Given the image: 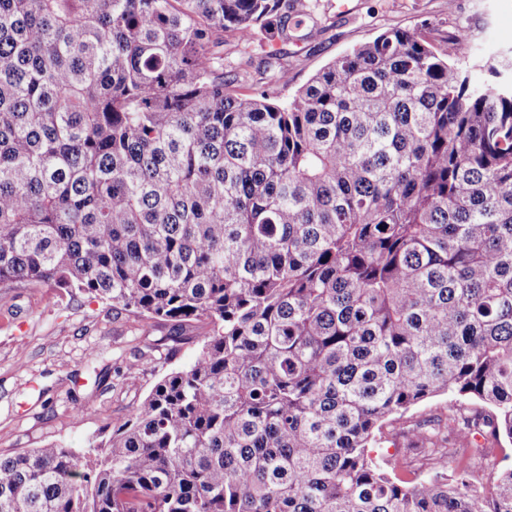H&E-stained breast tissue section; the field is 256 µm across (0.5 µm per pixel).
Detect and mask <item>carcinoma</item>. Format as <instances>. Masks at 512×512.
Listing matches in <instances>:
<instances>
[{"label": "carcinoma", "mask_w": 512, "mask_h": 512, "mask_svg": "<svg viewBox=\"0 0 512 512\" xmlns=\"http://www.w3.org/2000/svg\"><path fill=\"white\" fill-rule=\"evenodd\" d=\"M288 20L0 0V288L204 329L106 441L0 454V512H512L507 65L478 86L393 28L286 104L279 64L228 93L226 37ZM439 395L444 425L408 423ZM398 421L406 453L372 455Z\"/></svg>", "instance_id": "obj_1"}]
</instances>
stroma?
I'll return each mask as SVG.
<instances>
[{
	"instance_id": "obj_1",
	"label": "stroma",
	"mask_w": 512,
	"mask_h": 512,
	"mask_svg": "<svg viewBox=\"0 0 512 512\" xmlns=\"http://www.w3.org/2000/svg\"><path fill=\"white\" fill-rule=\"evenodd\" d=\"M312 4L309 17L293 13L301 39L258 35L247 47L228 42L224 68L255 72L277 55L288 85L274 88L287 101L310 77L360 44L391 28L418 29L436 47L466 31L458 57L475 83L488 81L481 59L512 56V0H290ZM170 327L133 329L127 314L84 293L52 288L0 289V454L47 444L87 449L110 433L171 370L197 355L196 326L179 328L178 342L158 346ZM140 354L144 369L117 383L114 370Z\"/></svg>"
}]
</instances>
